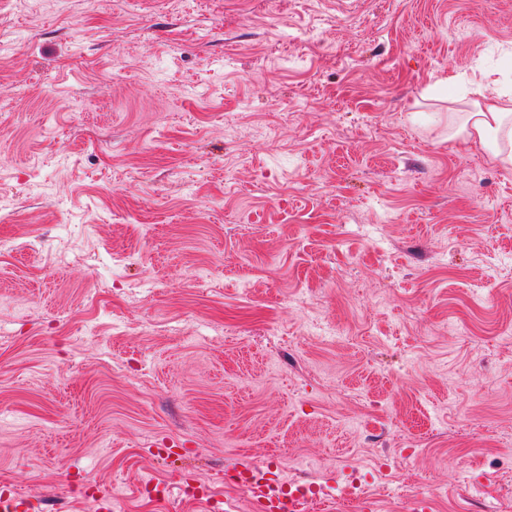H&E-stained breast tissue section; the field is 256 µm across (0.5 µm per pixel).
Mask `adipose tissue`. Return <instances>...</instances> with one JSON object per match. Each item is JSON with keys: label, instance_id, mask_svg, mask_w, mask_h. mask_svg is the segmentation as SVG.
<instances>
[{"label": "adipose tissue", "instance_id": "obj_1", "mask_svg": "<svg viewBox=\"0 0 512 512\" xmlns=\"http://www.w3.org/2000/svg\"><path fill=\"white\" fill-rule=\"evenodd\" d=\"M456 89L458 99L471 96L482 99L478 111L468 113L461 128L462 145L486 144L489 138L500 135L512 140V93L499 90L495 83L476 80L463 74H453L438 80L433 90L441 93Z\"/></svg>", "mask_w": 512, "mask_h": 512}]
</instances>
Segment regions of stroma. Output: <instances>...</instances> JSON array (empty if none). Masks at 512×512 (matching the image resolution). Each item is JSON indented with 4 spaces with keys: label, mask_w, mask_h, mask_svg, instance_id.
<instances>
[{
    "label": "stroma",
    "mask_w": 512,
    "mask_h": 512,
    "mask_svg": "<svg viewBox=\"0 0 512 512\" xmlns=\"http://www.w3.org/2000/svg\"><path fill=\"white\" fill-rule=\"evenodd\" d=\"M1 44L0 485L512 512V167L430 91L512 82V0H0ZM225 471L232 472L236 479L224 476V485L228 488H242L250 491L270 512H302L303 496L294 490L295 483H288L281 476L278 467L241 462L236 459L226 462ZM242 487H241V486Z\"/></svg>",
    "instance_id": "1"
}]
</instances>
